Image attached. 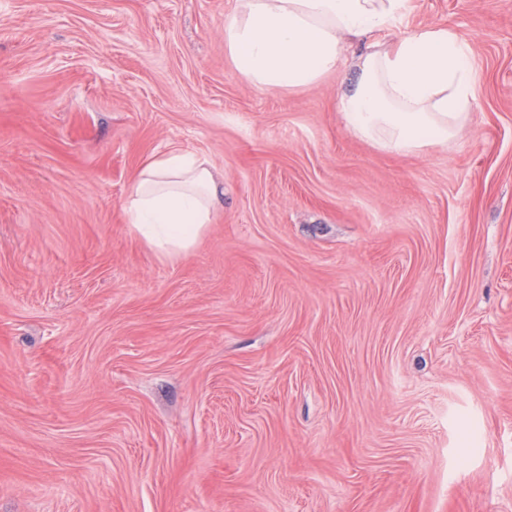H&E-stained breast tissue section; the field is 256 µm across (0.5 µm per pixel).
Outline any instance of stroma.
I'll return each mask as SVG.
<instances>
[{
    "label": "stroma",
    "mask_w": 512,
    "mask_h": 512,
    "mask_svg": "<svg viewBox=\"0 0 512 512\" xmlns=\"http://www.w3.org/2000/svg\"><path fill=\"white\" fill-rule=\"evenodd\" d=\"M233 0H0V512H512V0H409L466 37L453 143L382 151L350 68L260 91ZM224 208L159 260L144 162ZM224 208V177L204 155L175 150L139 169L124 209L140 240L167 261L187 257Z\"/></svg>",
    "instance_id": "35a3bbf8"
}]
</instances>
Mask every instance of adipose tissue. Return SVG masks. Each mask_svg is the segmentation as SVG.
I'll list each match as a JSON object with an SVG mask.
<instances>
[{
  "instance_id": "1",
  "label": "adipose tissue",
  "mask_w": 512,
  "mask_h": 512,
  "mask_svg": "<svg viewBox=\"0 0 512 512\" xmlns=\"http://www.w3.org/2000/svg\"><path fill=\"white\" fill-rule=\"evenodd\" d=\"M407 0H235L224 52L259 90H297L335 73L352 45L351 87L336 110L357 138L393 153L453 141L474 103L471 51L455 31L424 27L386 45ZM224 207V179L207 157L175 150L139 169L124 209L140 240L163 260L187 257Z\"/></svg>"
}]
</instances>
